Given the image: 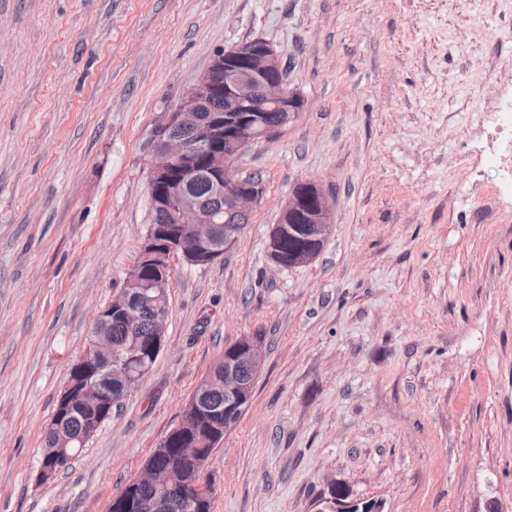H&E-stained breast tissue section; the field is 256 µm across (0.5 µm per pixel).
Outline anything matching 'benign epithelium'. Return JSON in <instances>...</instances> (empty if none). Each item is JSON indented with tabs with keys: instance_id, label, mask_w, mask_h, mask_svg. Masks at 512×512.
<instances>
[{
	"instance_id": "7a95c632",
	"label": "benign epithelium",
	"mask_w": 512,
	"mask_h": 512,
	"mask_svg": "<svg viewBox=\"0 0 512 512\" xmlns=\"http://www.w3.org/2000/svg\"><path fill=\"white\" fill-rule=\"evenodd\" d=\"M224 98V111H209L210 102ZM304 101L288 88L281 54L269 42L254 38L230 48L216 51L210 68L171 112L164 113L154 127L152 160L148 180V195L152 206L166 210L173 217V226L154 230L141 245L140 262L134 266L125 286L138 283L141 295L150 291L140 278L139 267L154 268L160 284L171 282L174 258L190 266H202L222 256L214 247V226L220 216L206 211L196 202L188 207L191 196L188 186L199 177H206L213 188L224 193V209L241 217L251 214L253 203L262 194V184L241 175L238 162L254 144L272 141L288 124L295 112L302 110ZM280 113V122L272 125L265 113ZM179 129L194 131L187 140L177 134ZM334 204L313 181L300 182L281 209L278 223L273 225L268 239L271 262L284 268L274 256L279 235L290 232L296 224L306 225L313 242L322 245L333 229ZM119 317L126 327L139 326L142 309L121 296L99 309L93 317L94 339L78 358L76 365L82 380L63 387L60 404L63 410L102 407L108 395L99 384L93 368L102 359H112V343L102 325ZM232 353L224 357V376L208 377L199 383L186 404L189 411H200L203 393L214 383L224 384V428L211 435L219 446L223 435L233 427V417L246 411L252 403V392L259 378L264 354L253 336H241L230 344ZM147 376V367L130 364L123 374L126 393L136 389ZM142 485H156L159 469L145 464L133 478ZM316 512H385V502L378 498L354 495L343 484L331 485L329 494L318 503Z\"/></svg>"
}]
</instances>
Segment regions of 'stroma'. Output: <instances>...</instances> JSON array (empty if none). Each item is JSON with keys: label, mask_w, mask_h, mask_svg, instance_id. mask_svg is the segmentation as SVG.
<instances>
[{"label": "stroma", "mask_w": 512, "mask_h": 512, "mask_svg": "<svg viewBox=\"0 0 512 512\" xmlns=\"http://www.w3.org/2000/svg\"><path fill=\"white\" fill-rule=\"evenodd\" d=\"M253 38L304 100L242 175L235 244L174 262L164 347L53 482L44 431L149 224L152 130ZM512 0H0V512H107L225 345L262 339L252 404L211 456L212 512H314L331 482L386 512L512 503ZM318 183L334 226L277 270L269 228Z\"/></svg>", "instance_id": "1"}]
</instances>
